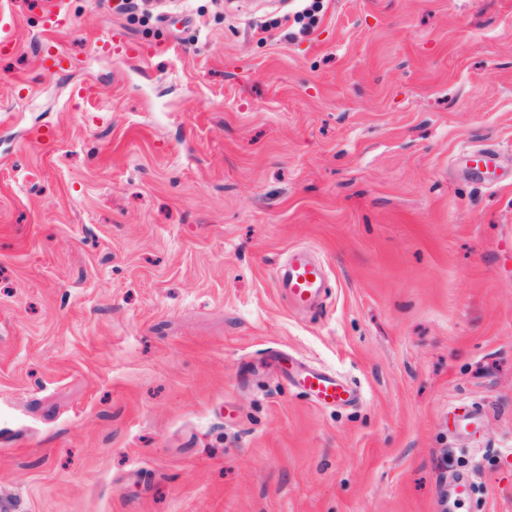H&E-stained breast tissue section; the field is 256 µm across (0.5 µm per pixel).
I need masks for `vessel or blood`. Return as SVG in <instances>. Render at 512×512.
Wrapping results in <instances>:
<instances>
[{"mask_svg":"<svg viewBox=\"0 0 512 512\" xmlns=\"http://www.w3.org/2000/svg\"><path fill=\"white\" fill-rule=\"evenodd\" d=\"M275 286L293 307L311 311L322 303L324 272L307 253L297 252L289 257L287 266L279 270ZM293 383L323 405L344 404L355 398L353 390L343 379L313 365H304Z\"/></svg>","mask_w":512,"mask_h":512,"instance_id":"vessel-or-blood-1","label":"vessel or blood"}]
</instances>
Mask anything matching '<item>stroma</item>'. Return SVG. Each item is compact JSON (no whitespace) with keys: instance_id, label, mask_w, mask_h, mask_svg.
<instances>
[{"instance_id":"35a3bbf8","label":"stroma","mask_w":512,"mask_h":512,"mask_svg":"<svg viewBox=\"0 0 512 512\" xmlns=\"http://www.w3.org/2000/svg\"><path fill=\"white\" fill-rule=\"evenodd\" d=\"M62 2L0 0V512H512V0ZM314 276V280H309ZM275 286L295 308L311 311L323 300L324 272L306 252H296L288 259V265L279 270ZM303 370L293 378V385L312 395L322 405L344 404L356 398L353 390L335 373L302 364Z\"/></svg>"}]
</instances>
